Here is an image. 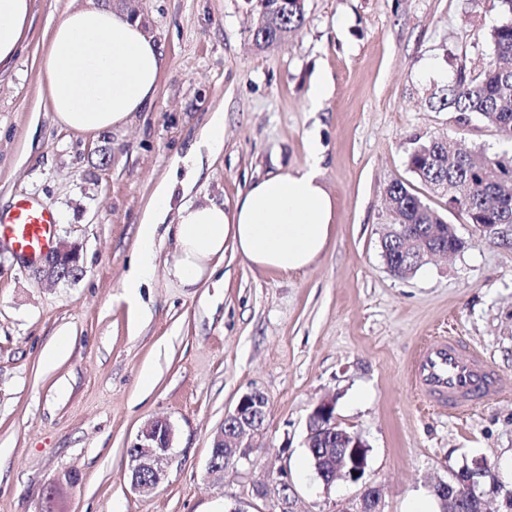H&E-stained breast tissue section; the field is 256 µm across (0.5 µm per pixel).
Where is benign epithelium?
Instances as JSON below:
<instances>
[{"instance_id":"obj_1","label":"benign epithelium","mask_w":512,"mask_h":512,"mask_svg":"<svg viewBox=\"0 0 512 512\" xmlns=\"http://www.w3.org/2000/svg\"><path fill=\"white\" fill-rule=\"evenodd\" d=\"M478 229L489 233L492 241L512 244V224H480ZM33 272L40 280L50 283L77 278L83 272L78 246L65 241L58 242L34 264ZM334 406L335 400L332 398H325L316 405L308 419V435L345 433V429L336 422ZM267 410L268 405L258 392L240 397L214 437L208 462L211 474L224 475V470L235 466L240 460H248L259 448L258 441L264 431L261 420L266 417ZM173 434L172 425L164 418L148 421L137 434L130 445L129 456V479L134 491L149 494L161 483L169 461ZM359 447L360 444L355 441L348 451L340 450L336 453L337 474L351 483L359 482L366 469V461L358 452ZM291 492V484L285 473L280 474L272 483L256 489L258 497L276 501L278 512H293ZM433 492L442 502H454L456 512H467L470 506V499L463 497L461 490L445 482L436 484ZM381 499L379 489L366 486L357 497L348 501L344 512H382Z\"/></svg>"}]
</instances>
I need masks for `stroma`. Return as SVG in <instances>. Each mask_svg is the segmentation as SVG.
Listing matches in <instances>:
<instances>
[{"label": "stroma", "mask_w": 512, "mask_h": 512, "mask_svg": "<svg viewBox=\"0 0 512 512\" xmlns=\"http://www.w3.org/2000/svg\"><path fill=\"white\" fill-rule=\"evenodd\" d=\"M87 0H32L15 59L0 65V209L34 197L55 237L78 243L83 272L41 282L0 245V512H275L258 484L288 472L295 512H343L361 485L383 512L434 503L433 487L476 463L488 512L512 492V247L482 236L409 166L415 138L476 153L512 149L480 121L428 106L434 87L492 59L499 0H305L281 45L252 40L246 0H108L139 16L163 53L154 101L124 126L82 133L55 121L40 75L52 28ZM328 96L311 99L317 79ZM224 116V147L206 142ZM321 148L336 203L324 252L282 275L228 252L194 286L168 269L159 234L154 272L129 298L140 224L187 154L199 171L172 204L232 206L254 180L304 168ZM401 181L445 212L465 241L412 276L386 267L384 192ZM453 333L500 377L496 395L457 417L422 406L411 362ZM268 401L261 448L209 474L212 440L239 398ZM334 398L342 427L369 446L361 485L324 486L311 467L307 422ZM174 428L166 476L142 496L127 449L143 425Z\"/></svg>", "instance_id": "stroma-1"}]
</instances>
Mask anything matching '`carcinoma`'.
<instances>
[{
	"instance_id": "cac0c4a2",
	"label": "carcinoma",
	"mask_w": 512,
	"mask_h": 512,
	"mask_svg": "<svg viewBox=\"0 0 512 512\" xmlns=\"http://www.w3.org/2000/svg\"><path fill=\"white\" fill-rule=\"evenodd\" d=\"M270 0H254L258 22L252 37L260 47L288 38L304 22L305 5L289 6L280 11L269 8ZM493 60L478 74L461 73L455 83L434 91L432 104L440 110L455 113L459 124L467 125L477 118L490 125L512 143V19L491 31ZM413 172L436 195H447L457 211L465 214L470 224H512V154L487 155L476 162L471 152L459 149L448 158V141L432 138L415 140L409 157ZM387 194L393 202L394 223L412 225V233L421 241L422 249H445L455 253L464 247L456 232H432V225L445 223L443 213L432 208L404 183L388 184ZM381 249L391 262L416 272L427 256L405 253L401 238L391 233L382 238ZM316 452H308L310 462L319 454L318 468L332 472L337 440L323 439L312 443Z\"/></svg>"
}]
</instances>
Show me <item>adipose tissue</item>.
I'll return each mask as SVG.
<instances>
[{"label": "adipose tissue", "instance_id": "adipose-tissue-1", "mask_svg": "<svg viewBox=\"0 0 512 512\" xmlns=\"http://www.w3.org/2000/svg\"><path fill=\"white\" fill-rule=\"evenodd\" d=\"M30 0H0V63L17 54L29 26ZM41 68L51 109L63 126L99 133L126 124L154 99L162 52L126 12L91 0L68 11L52 32ZM172 186L156 194L140 226L139 263L127 284L136 295L153 271L158 224L174 220L177 259L172 274L198 283L210 262L233 249L250 264L286 275L315 263L335 219L334 203L317 165L257 180L232 207L218 203L172 207Z\"/></svg>", "mask_w": 512, "mask_h": 512}]
</instances>
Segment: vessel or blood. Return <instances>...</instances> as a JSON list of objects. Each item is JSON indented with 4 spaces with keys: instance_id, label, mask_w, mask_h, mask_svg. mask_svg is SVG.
<instances>
[{
    "instance_id": "vessel-or-blood-1",
    "label": "vessel or blood",
    "mask_w": 512,
    "mask_h": 512,
    "mask_svg": "<svg viewBox=\"0 0 512 512\" xmlns=\"http://www.w3.org/2000/svg\"><path fill=\"white\" fill-rule=\"evenodd\" d=\"M54 212L31 197L18 199L11 209L0 210V239L35 262L53 245ZM494 375L480 354L454 336H439L424 344L411 368V383L430 407L451 414L468 411L473 401L487 396Z\"/></svg>"
}]
</instances>
